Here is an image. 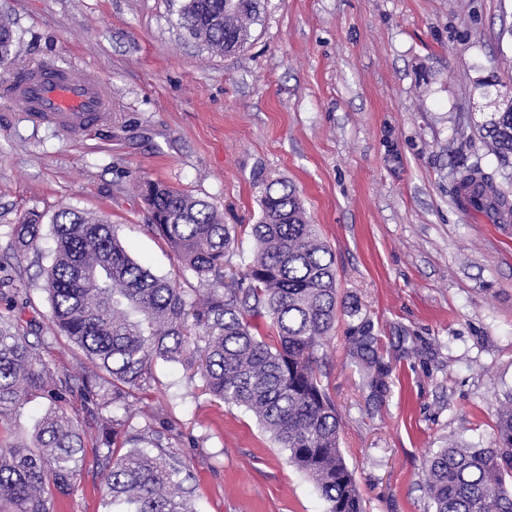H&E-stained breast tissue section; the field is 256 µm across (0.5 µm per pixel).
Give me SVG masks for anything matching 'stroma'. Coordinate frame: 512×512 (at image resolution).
<instances>
[{"mask_svg": "<svg viewBox=\"0 0 512 512\" xmlns=\"http://www.w3.org/2000/svg\"><path fill=\"white\" fill-rule=\"evenodd\" d=\"M182 0H0L16 68L72 60L101 83L112 120L74 139L0 99V315L79 379L93 366L59 336L44 271L53 216L106 218L128 254L193 289L149 227L136 179L209 201L236 225L230 267L251 258L262 183L292 182L330 246L338 308L319 352L342 418L340 448L365 512H429L422 466L449 443L491 447L512 392V219L462 213L451 172L496 157L470 120L493 107L473 82L495 71L512 92V0H264L240 51L211 53L179 25ZM42 215L36 247L13 229ZM370 319L388 366L370 387L352 336ZM128 399L129 424L177 434L197 512H326L316 485L245 409L158 360ZM53 512H102L86 463Z\"/></svg>", "mask_w": 512, "mask_h": 512, "instance_id": "35a3bbf8", "label": "stroma"}]
</instances>
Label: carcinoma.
I'll list each match as a JSON object with an SVG mask.
<instances>
[{
    "label": "carcinoma",
    "mask_w": 512,
    "mask_h": 512,
    "mask_svg": "<svg viewBox=\"0 0 512 512\" xmlns=\"http://www.w3.org/2000/svg\"><path fill=\"white\" fill-rule=\"evenodd\" d=\"M261 0H183L182 27L214 53L240 50L258 19ZM16 41L0 19V63ZM480 137L512 165V112H494ZM149 227L162 236L197 279L188 293L129 256L112 224L65 208L52 219L54 260L45 291L60 334L102 371L77 384L44 360L40 346L11 321H0V512H53L56 496L74 489L86 462L78 421L68 411L74 390L100 421L94 459L101 475L103 512H196L183 466L147 448L162 449L170 431L147 427L126 436L115 453L119 414L133 391L149 383L157 358L176 361L201 379L205 391L252 412L288 451V463L311 478L326 512H363L353 472L339 448L342 418L321 382L318 351L337 318L336 268L331 248L306 217L296 189L285 180L263 184L261 212L252 225L256 250L244 270L226 272L236 227L209 202L154 181L139 185ZM452 194L475 211L512 215V200L496 172L476 160L453 171ZM39 216L15 228L18 246L33 247ZM353 337L356 354L375 368V385L388 369L369 357L375 337L367 319ZM48 402L31 440L7 438L22 402ZM424 490L433 512H512V396L502 406L491 448L450 444L429 453Z\"/></svg>",
    "instance_id": "cac0c4a2"
}]
</instances>
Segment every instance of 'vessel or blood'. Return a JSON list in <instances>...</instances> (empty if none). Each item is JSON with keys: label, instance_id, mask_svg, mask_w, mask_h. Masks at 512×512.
I'll use <instances>...</instances> for the list:
<instances>
[{"label": "vessel or blood", "instance_id": "1", "mask_svg": "<svg viewBox=\"0 0 512 512\" xmlns=\"http://www.w3.org/2000/svg\"><path fill=\"white\" fill-rule=\"evenodd\" d=\"M0 97L37 123L71 137L110 119L112 108L95 78L76 63L50 62L26 70L0 88Z\"/></svg>", "mask_w": 512, "mask_h": 512}]
</instances>
